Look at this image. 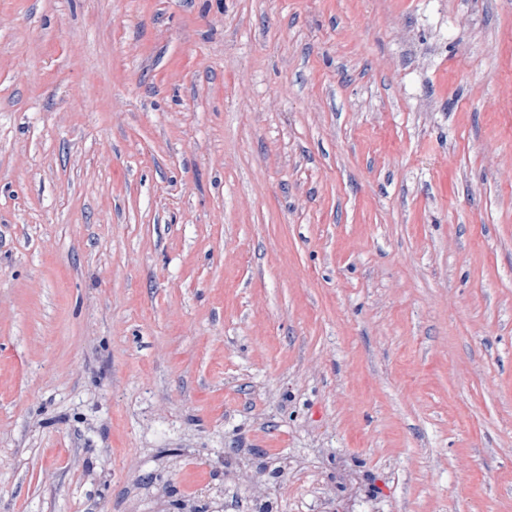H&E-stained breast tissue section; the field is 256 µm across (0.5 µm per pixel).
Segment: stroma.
<instances>
[{"label": "stroma", "instance_id": "1", "mask_svg": "<svg viewBox=\"0 0 512 512\" xmlns=\"http://www.w3.org/2000/svg\"><path fill=\"white\" fill-rule=\"evenodd\" d=\"M0 512H512V0H0Z\"/></svg>", "mask_w": 512, "mask_h": 512}]
</instances>
